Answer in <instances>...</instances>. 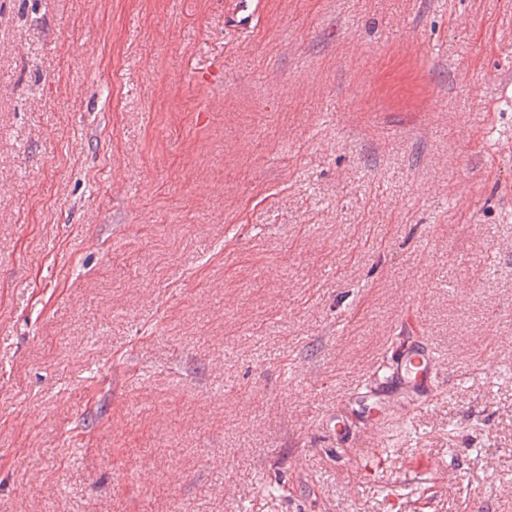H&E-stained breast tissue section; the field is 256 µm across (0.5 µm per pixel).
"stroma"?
Wrapping results in <instances>:
<instances>
[{"instance_id": "35a3bbf8", "label": "stroma", "mask_w": 512, "mask_h": 512, "mask_svg": "<svg viewBox=\"0 0 512 512\" xmlns=\"http://www.w3.org/2000/svg\"><path fill=\"white\" fill-rule=\"evenodd\" d=\"M0 512H512V0H0ZM437 363L434 351L423 343L397 348L383 363V373L370 389L350 394L327 414L323 425L341 442L351 434L353 420L377 432L389 422L406 420L417 406L433 401L437 394ZM371 407L365 410L366 402Z\"/></svg>"}]
</instances>
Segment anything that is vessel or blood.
Segmentation results:
<instances>
[{
  "label": "vessel or blood",
  "instance_id": "obj_1",
  "mask_svg": "<svg viewBox=\"0 0 512 512\" xmlns=\"http://www.w3.org/2000/svg\"><path fill=\"white\" fill-rule=\"evenodd\" d=\"M437 363L434 351L417 343L397 348L387 357L370 389L350 394L327 414L323 424L337 441L348 439L352 422L372 431L406 420L412 409L433 401L437 394Z\"/></svg>",
  "mask_w": 512,
  "mask_h": 512
}]
</instances>
